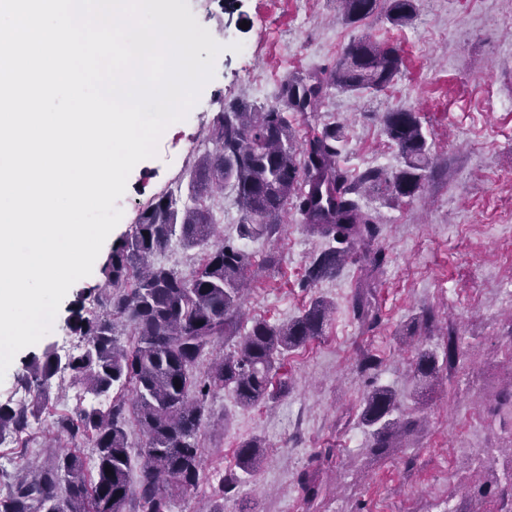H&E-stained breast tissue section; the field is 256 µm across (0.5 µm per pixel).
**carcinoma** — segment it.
<instances>
[{"label": "carcinoma", "mask_w": 512, "mask_h": 512, "mask_svg": "<svg viewBox=\"0 0 512 512\" xmlns=\"http://www.w3.org/2000/svg\"><path fill=\"white\" fill-rule=\"evenodd\" d=\"M337 2L349 23L371 16L378 4ZM416 2L388 0L385 19L394 27L410 24ZM402 65L396 49L361 36L329 73L287 81L278 104L258 109L239 102L219 113L211 131L214 148L188 170L190 202L179 204L170 190L142 209L133 232L112 250L102 268L104 287L87 291L105 311L81 303L68 318L82 350L63 359L48 348L43 356L32 357L17 374V382L31 394L30 402H0L1 437L27 430L30 419L45 406L52 379L61 372L82 379L96 397L119 391L109 407L79 408L59 421L69 440L90 443V456L63 451V444L57 443L50 463L39 466L23 460L0 493V512H129L131 504L134 512H171L175 496L197 488L203 479L198 433L210 393L229 387L244 408L288 393L285 383L271 390L278 364L288 352L322 335L330 304L315 300L283 324L258 320L244 327L241 298L251 260L233 243L218 238L214 201L224 185L232 186L242 212L241 239L270 233L284 207L293 205L312 233L336 242L310 262L306 280L333 276L356 244L368 245L380 234L375 217L360 204L358 188L397 200L415 197L429 169L427 138L417 113H385L384 133L397 147L402 168L391 176L367 170L353 180L336 160L342 127L330 125L300 148L288 113L315 111L332 89L378 93L395 80ZM174 240L186 250L204 249L203 262L188 276L152 263V257ZM359 259L371 275L386 264L381 249H367ZM352 310L368 330L381 323L367 288L357 291ZM117 316L132 325L127 345L119 340ZM223 337L238 338L233 352L217 348ZM206 357L205 370H197ZM461 358L459 337L453 333L448 334L444 360L430 349L419 352L413 366L416 391L432 386L441 370L456 369ZM128 404L145 437L135 459L140 468L136 483L131 480L135 460L125 430ZM399 407V395L389 386H374L364 395L359 421L369 429L375 451H386L414 430L416 421L395 415ZM262 457L260 442H247L236 452V467L252 474ZM321 464V457L313 458L311 469L301 475L308 500L319 495ZM238 481L233 470L223 475L214 496L224 499Z\"/></svg>", "instance_id": "carcinoma-1"}]
</instances>
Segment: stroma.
<instances>
[{"instance_id": "1", "label": "stroma", "mask_w": 512, "mask_h": 512, "mask_svg": "<svg viewBox=\"0 0 512 512\" xmlns=\"http://www.w3.org/2000/svg\"><path fill=\"white\" fill-rule=\"evenodd\" d=\"M198 22L222 46L213 78L182 122L164 131L155 157L131 171L117 205L123 216L96 259L98 267L63 299L52 329L20 350L0 395L12 390L31 356L59 347L65 321L83 289L97 287L99 270L132 232L144 205L170 187L187 186L186 169L203 153L221 110L248 101L270 106L286 80L335 67L355 38L399 50L404 65L383 92L357 96L333 91L318 111L292 112L298 144L325 126L344 128L337 162L349 175L401 166L383 130L392 109L418 113L432 171L418 196L400 201L363 193L376 217V241L387 255L375 301L382 321L373 330L354 319L351 302L365 272L349 259L339 274L307 282L312 257L328 248L293 208L279 216L276 232L241 242L253 262L243 321L280 324L317 297L333 309L322 336L291 352L281 369L286 396L240 407L231 390L213 392L199 434L204 480L176 499L172 512H205L223 472L235 464L240 444L261 438L264 459L225 495L224 512L242 502L257 512H492L497 479L512 470V411L488 418L495 395L512 382V0H418L413 22L390 25L384 9L351 24L336 0H189ZM242 51H233V43ZM293 63L282 68V57ZM275 256L274 266L265 259ZM462 339L464 370L440 378L416 397L412 366L419 349H443L449 333ZM376 369L360 371L364 357ZM394 388L403 411L417 419L401 447L371 449L357 419L363 393ZM81 380L48 393L53 415H41L27 432L25 450L0 445V474L13 473L21 457L48 462L46 446L58 437L57 416L74 411ZM329 452L320 474L322 492L307 502L300 476L312 457Z\"/></svg>"}]
</instances>
